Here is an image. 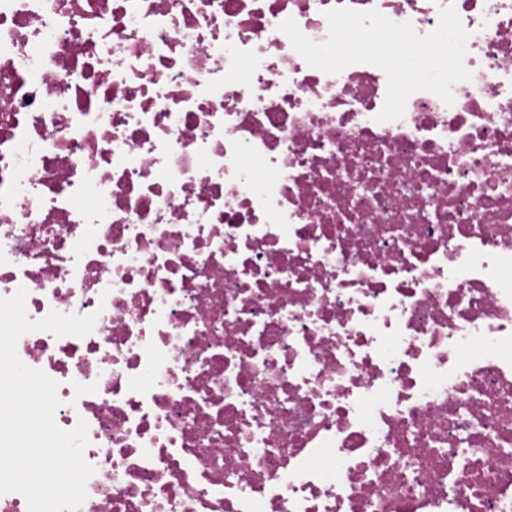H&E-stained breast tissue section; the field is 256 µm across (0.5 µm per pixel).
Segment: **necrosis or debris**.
Masks as SVG:
<instances>
[{"label":"necrosis or debris","instance_id":"necrosis-or-debris-1","mask_svg":"<svg viewBox=\"0 0 512 512\" xmlns=\"http://www.w3.org/2000/svg\"><path fill=\"white\" fill-rule=\"evenodd\" d=\"M470 80L376 122L329 10ZM89 427L79 512H512V0H0V297Z\"/></svg>","mask_w":512,"mask_h":512}]
</instances>
